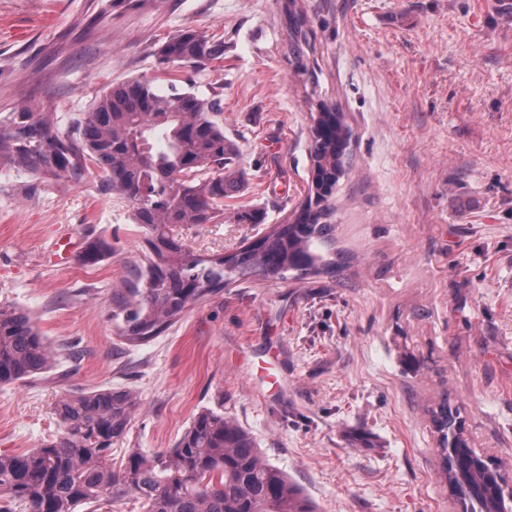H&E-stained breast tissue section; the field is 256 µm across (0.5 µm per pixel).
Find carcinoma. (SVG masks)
<instances>
[{
	"mask_svg": "<svg viewBox=\"0 0 512 512\" xmlns=\"http://www.w3.org/2000/svg\"><path fill=\"white\" fill-rule=\"evenodd\" d=\"M280 8L288 54L296 72L311 79L306 17L297 0H281ZM158 60L168 75L216 64L224 60V43L205 31L183 30L162 43ZM318 111L323 132L310 140V194L317 202L307 198L285 222L229 253L195 254L178 231L220 223L224 198L246 180L236 147L224 136V103L216 95L175 85L161 92L146 79H128L85 113L77 139L59 135L38 112H14L0 122V163L45 176H94L132 204L145 248L113 289L109 320L118 341L135 347L226 287L336 272V225L329 219L352 131L336 108L321 102ZM114 250L92 238L79 261L93 266ZM58 361L29 313L0 302V385L34 380ZM135 406L126 388L62 395L54 406L59 432L53 439L20 454L0 453V512H100L126 500L139 503L141 512H316L234 417L209 408L193 417L174 448H131L123 468L113 469L112 445L127 435ZM431 416L444 477L453 494L468 496L466 512H512L493 486L498 469L470 459L453 411L442 405Z\"/></svg>",
	"mask_w": 512,
	"mask_h": 512,
	"instance_id": "1",
	"label": "carcinoma"
}]
</instances>
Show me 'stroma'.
<instances>
[{"instance_id": "1", "label": "stroma", "mask_w": 512, "mask_h": 512, "mask_svg": "<svg viewBox=\"0 0 512 512\" xmlns=\"http://www.w3.org/2000/svg\"><path fill=\"white\" fill-rule=\"evenodd\" d=\"M318 79L288 56L279 0H0V118L48 115L61 135L112 84L167 90L156 51L194 28L224 62L179 77L224 101L245 184L221 224L183 234L221 253L283 222L311 183V106L344 112L353 164L336 187V277L226 288L165 334L119 348L112 290L143 232L93 179L0 167V302L54 348L46 379L0 386V452L52 439L62 393L125 386L138 398L112 447L173 448L197 412L232 416L318 512H460L430 411L456 408L471 448L512 487V0H298ZM60 235L116 252L94 267L50 261ZM273 360L281 393L250 365Z\"/></svg>"}]
</instances>
